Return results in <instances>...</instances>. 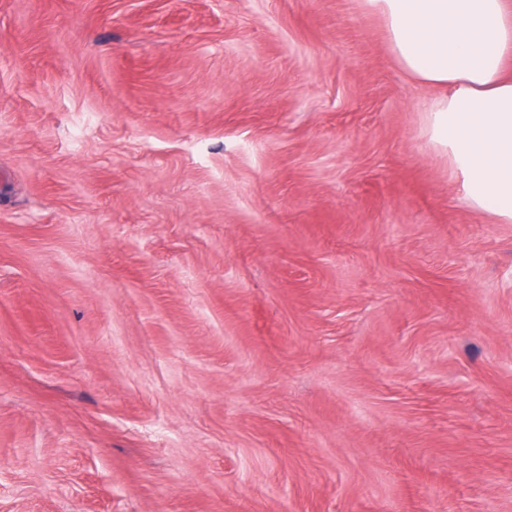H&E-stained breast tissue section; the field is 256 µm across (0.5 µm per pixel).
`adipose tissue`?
<instances>
[{
	"label": "adipose tissue",
	"instance_id": "obj_1",
	"mask_svg": "<svg viewBox=\"0 0 512 512\" xmlns=\"http://www.w3.org/2000/svg\"><path fill=\"white\" fill-rule=\"evenodd\" d=\"M390 50L435 89L424 124L462 177L465 202L512 223V5L507 0H362Z\"/></svg>",
	"mask_w": 512,
	"mask_h": 512
}]
</instances>
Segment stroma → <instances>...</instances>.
<instances>
[{"label": "stroma", "instance_id": "35a3bbf8", "mask_svg": "<svg viewBox=\"0 0 512 512\" xmlns=\"http://www.w3.org/2000/svg\"><path fill=\"white\" fill-rule=\"evenodd\" d=\"M362 0H0V512H512V223Z\"/></svg>", "mask_w": 512, "mask_h": 512}]
</instances>
